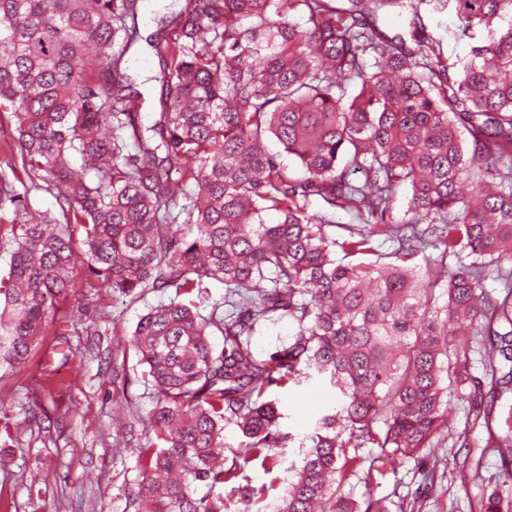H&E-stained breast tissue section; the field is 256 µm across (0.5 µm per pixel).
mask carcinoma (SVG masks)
<instances>
[{
    "mask_svg": "<svg viewBox=\"0 0 512 512\" xmlns=\"http://www.w3.org/2000/svg\"><path fill=\"white\" fill-rule=\"evenodd\" d=\"M140 2L0 0V112L20 141L8 167L62 196L59 215L12 225L0 369L25 364L74 290L79 230L83 287L132 302L173 293L132 332L152 408L114 407L146 440L131 490L140 512H224L223 494L190 486L222 489L240 461L276 460L291 435L267 395L287 381L328 380L338 407L315 419L269 509L252 510L263 492L249 489L246 512H390L345 491L373 477L353 452L377 446L379 468L419 456L454 397L486 428L484 447L512 457V411L492 429L484 395L512 384L500 366L512 363V0H183L165 17L175 39L149 125L128 77L112 73L137 40ZM448 13L456 39L507 28L444 59L425 18ZM393 19L413 45L387 34ZM270 138L296 169L268 152ZM403 188L389 230L399 264L361 260L370 231L327 232L338 209L388 224ZM317 198L328 209L309 211ZM429 247L436 255L414 263ZM489 267L499 298L485 290ZM210 280L227 289L211 305ZM285 319L294 333L257 353L261 324ZM450 323L480 338L486 382L470 376L473 346ZM230 425L242 441L227 465L216 449ZM483 512L512 502L494 490Z\"/></svg>",
    "mask_w": 512,
    "mask_h": 512,
    "instance_id": "obj_1",
    "label": "carcinoma"
}]
</instances>
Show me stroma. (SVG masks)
I'll return each instance as SVG.
<instances>
[{
  "instance_id": "obj_1",
  "label": "stroma",
  "mask_w": 512,
  "mask_h": 512,
  "mask_svg": "<svg viewBox=\"0 0 512 512\" xmlns=\"http://www.w3.org/2000/svg\"><path fill=\"white\" fill-rule=\"evenodd\" d=\"M174 0H143L138 16L142 36L153 37V45L137 53L114 57L112 65L130 74L145 99L143 122H151L164 80L160 63L174 37L173 29H160L158 20L174 10ZM0 181L18 194L26 211L56 214V194L31 189L24 173L0 172ZM83 267L73 271L79 286L53 313L38 347L25 365L10 372L0 370V454L9 469L0 470V512H135L128 501V486L137 474V444L141 428L131 421L113 419V406L123 395L136 398L140 410L151 401L137 383V358L128 338L146 306L162 296L148 294L131 303L111 293L93 294L81 288ZM97 323L99 333L87 335L85 328ZM73 348L70 356L57 353L60 337ZM284 414L281 431L297 440L310 431L313 416L329 406V391H313L283 384L273 389ZM483 428L472 426L465 401L452 403L447 436L433 442L421 457H400L387 464L381 475L367 484L353 482L356 500L384 499L391 512H481V499L493 486L512 496V479L504 474L498 455L483 459L482 481L461 488L459 469L450 461L456 443L484 440ZM295 445L281 449V462L266 469L260 462L243 471L245 484L265 491L273 501L297 461ZM432 471L435 486L421 490L422 470Z\"/></svg>"
}]
</instances>
